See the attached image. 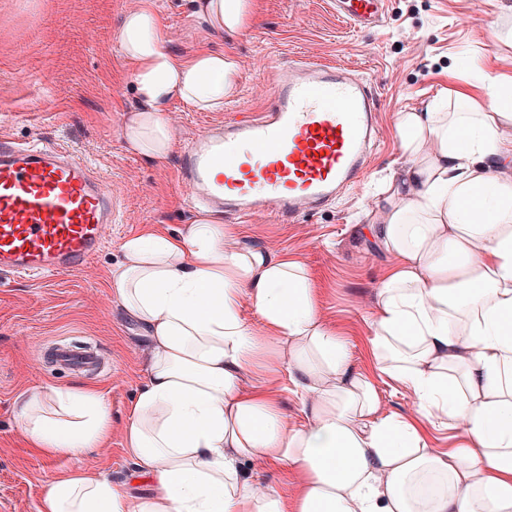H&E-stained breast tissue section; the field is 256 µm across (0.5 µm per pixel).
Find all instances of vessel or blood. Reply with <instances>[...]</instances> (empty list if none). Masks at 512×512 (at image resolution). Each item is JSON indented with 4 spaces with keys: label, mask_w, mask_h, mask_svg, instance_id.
I'll use <instances>...</instances> for the list:
<instances>
[{
    "label": "vessel or blood",
    "mask_w": 512,
    "mask_h": 512,
    "mask_svg": "<svg viewBox=\"0 0 512 512\" xmlns=\"http://www.w3.org/2000/svg\"><path fill=\"white\" fill-rule=\"evenodd\" d=\"M353 26L378 21L385 0H336ZM267 111L225 119L182 151L178 175L190 200L225 215L300 216L356 186L378 138V97L365 77L325 62H276ZM112 189L67 150L0 140V273L73 272L103 247ZM56 363L89 370L87 349L60 347Z\"/></svg>",
    "instance_id": "b4317fda"
}]
</instances>
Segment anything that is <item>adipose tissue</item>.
I'll list each match as a JSON object with an SVG mask.
<instances>
[{"label": "adipose tissue", "mask_w": 512, "mask_h": 512, "mask_svg": "<svg viewBox=\"0 0 512 512\" xmlns=\"http://www.w3.org/2000/svg\"><path fill=\"white\" fill-rule=\"evenodd\" d=\"M257 9L198 0L196 14L230 42ZM116 49L143 103L124 141L152 162L170 153L171 102L214 110L235 88L231 50L171 53L148 4L124 15ZM481 88L489 106L441 93L400 113L404 161L365 226L397 259L379 289L377 369L413 390L423 416L454 421L457 448L431 452L413 423L380 415L372 384L319 318L300 261L227 248L223 222L205 214L177 235L125 239L110 271L150 344L125 427L133 478L150 493L64 473L39 512H512V81ZM246 302L268 335L248 327ZM277 365L304 399L292 427L270 392L240 386L242 373ZM18 419L52 457L93 453L112 432L104 399L82 387L27 392ZM256 462L297 471L295 500L245 477Z\"/></svg>", "instance_id": "1"}]
</instances>
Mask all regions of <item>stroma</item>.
<instances>
[{
  "label": "stroma",
  "mask_w": 512,
  "mask_h": 512,
  "mask_svg": "<svg viewBox=\"0 0 512 512\" xmlns=\"http://www.w3.org/2000/svg\"><path fill=\"white\" fill-rule=\"evenodd\" d=\"M144 0H0V139H39L81 158L112 186L114 224L102 250L81 270L27 280L0 274V512H39L50 481L64 471L110 478L133 495V461L125 452L130 404L146 379L149 347L142 326L121 306L109 272L121 244L151 227L183 231L199 211L177 176L178 149L235 112H260L271 85L260 64L270 57L341 64L372 80L379 99V144L361 182L291 224L271 216L234 220L230 245L302 262L319 317L347 342L352 363L374 385L381 412L409 419L435 451L455 447L451 424L420 417L411 388L381 375L371 339L378 292L392 262L362 233L376 210L374 185L402 162L401 112L446 91L474 92L481 78H512V0H387L380 26L354 28L333 0H259L246 34L232 50L239 70L221 109L174 102L166 113L174 151L161 163L128 151L122 128L140 107L133 66L115 49L122 17ZM165 45L181 57L216 46L195 16V0H153ZM98 39L88 43L86 29ZM56 71L46 87L44 65ZM65 342L97 351L101 370L79 375L48 358ZM42 385H81L101 393L112 414L103 448L49 457L18 421L17 401Z\"/></svg>",
  "instance_id": "stroma-1"
}]
</instances>
